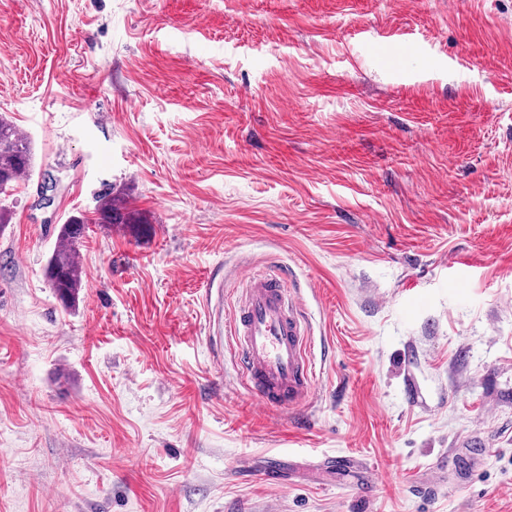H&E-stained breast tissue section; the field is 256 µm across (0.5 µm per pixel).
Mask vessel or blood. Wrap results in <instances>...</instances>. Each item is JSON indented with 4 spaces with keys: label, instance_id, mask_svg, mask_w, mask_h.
I'll return each mask as SVG.
<instances>
[{
    "label": "vessel or blood",
    "instance_id": "1",
    "mask_svg": "<svg viewBox=\"0 0 512 512\" xmlns=\"http://www.w3.org/2000/svg\"><path fill=\"white\" fill-rule=\"evenodd\" d=\"M284 283L281 274L244 275L229 330L248 392L295 414L312 394L315 358L303 297Z\"/></svg>",
    "mask_w": 512,
    "mask_h": 512
}]
</instances>
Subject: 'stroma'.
Wrapping results in <instances>:
<instances>
[{"label":"stroma","instance_id":"35a3bbf8","mask_svg":"<svg viewBox=\"0 0 512 512\" xmlns=\"http://www.w3.org/2000/svg\"><path fill=\"white\" fill-rule=\"evenodd\" d=\"M2 112L0 512H512V0H0ZM243 268L304 294L301 415L240 382ZM34 152L29 138L7 117L0 116V194L33 168ZM95 219L78 214L70 215L61 224L53 251L45 267V276L56 296L65 305L75 303L83 284V269L78 261L79 246L88 224H139L129 210L122 193L110 191L97 197Z\"/></svg>","mask_w":512,"mask_h":512}]
</instances>
